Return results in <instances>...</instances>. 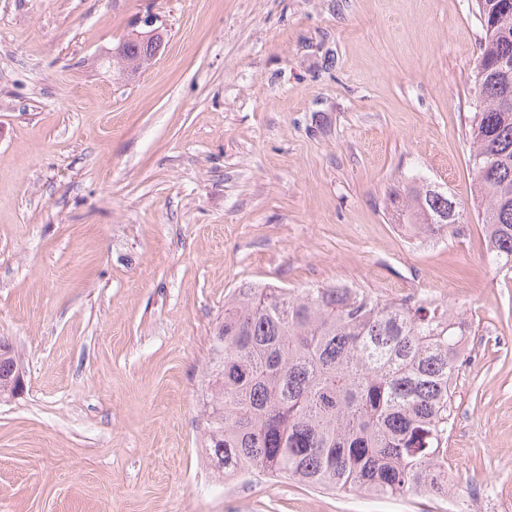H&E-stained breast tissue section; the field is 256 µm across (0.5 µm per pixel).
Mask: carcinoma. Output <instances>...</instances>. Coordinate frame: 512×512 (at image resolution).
I'll use <instances>...</instances> for the list:
<instances>
[{"label":"carcinoma","mask_w":512,"mask_h":512,"mask_svg":"<svg viewBox=\"0 0 512 512\" xmlns=\"http://www.w3.org/2000/svg\"><path fill=\"white\" fill-rule=\"evenodd\" d=\"M484 41L469 130L474 203L488 259L512 272V0H477ZM398 223L464 235V208L411 181ZM476 326L427 300L384 301L347 285L239 288L224 304L204 402L205 450L226 476L292 477L313 488L445 498L459 361ZM20 374L0 351V395Z\"/></svg>","instance_id":"cac0c4a2"}]
</instances>
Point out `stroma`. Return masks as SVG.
Listing matches in <instances>:
<instances>
[{
	"label": "stroma",
	"instance_id": "35a3bbf8",
	"mask_svg": "<svg viewBox=\"0 0 512 512\" xmlns=\"http://www.w3.org/2000/svg\"><path fill=\"white\" fill-rule=\"evenodd\" d=\"M147 14L163 47L120 73ZM483 36L475 0H0V336L24 379L0 401V512H512V273L469 162ZM412 180L465 205L464 236L395 222ZM336 283L478 324L451 497L207 459L225 300Z\"/></svg>",
	"mask_w": 512,
	"mask_h": 512
}]
</instances>
